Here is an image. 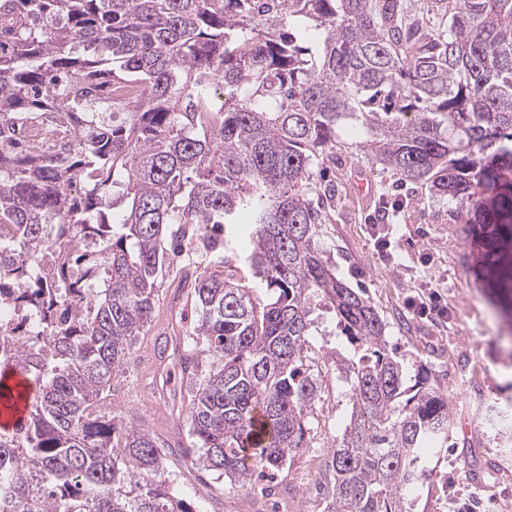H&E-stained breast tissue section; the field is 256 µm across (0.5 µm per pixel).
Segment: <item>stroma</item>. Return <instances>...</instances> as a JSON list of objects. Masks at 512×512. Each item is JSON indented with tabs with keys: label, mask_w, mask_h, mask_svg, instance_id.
Here are the masks:
<instances>
[{
	"label": "stroma",
	"mask_w": 512,
	"mask_h": 512,
	"mask_svg": "<svg viewBox=\"0 0 512 512\" xmlns=\"http://www.w3.org/2000/svg\"><path fill=\"white\" fill-rule=\"evenodd\" d=\"M359 134L342 135L329 164L336 202L322 235L331 246L336 274L364 289L388 325L389 344L409 369H424L453 404L446 447L427 460L429 477L411 493V512H512V430L491 425L497 413L512 414V292L496 287L477 237L466 236L465 211L431 198L428 190L399 183L372 165ZM373 183L368 201L353 187L358 174ZM390 211L395 263L380 260L370 224L385 204ZM440 283L443 320L422 319L406 300L425 282ZM156 317L138 337L128 363L113 377L102 414L121 410L172 446L168 467L174 494L201 512H319L312 494L326 458V444L340 438L350 420L348 386L336 376L320 378V399L310 418L308 448L276 470L273 479L241 488L191 463L172 408L177 375L166 391L154 389L165 341L187 336L197 321L190 281L166 276L158 292Z\"/></svg>",
	"instance_id": "obj_1"
}]
</instances>
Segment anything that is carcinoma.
Returning <instances> with one entry per match:
<instances>
[{"mask_svg":"<svg viewBox=\"0 0 512 512\" xmlns=\"http://www.w3.org/2000/svg\"><path fill=\"white\" fill-rule=\"evenodd\" d=\"M431 196L468 206L512 287V0H0V367L35 384L0 432L8 512H198L165 444L93 406L154 319L171 257L232 226L265 289L195 279L187 453L241 487L308 447L305 349L332 308L358 351L321 512H409L452 408L390 355L363 290L321 240L337 131ZM31 132L28 139L16 128Z\"/></svg>","mask_w":512,"mask_h":512,"instance_id":"obj_1","label":"carcinoma"}]
</instances>
